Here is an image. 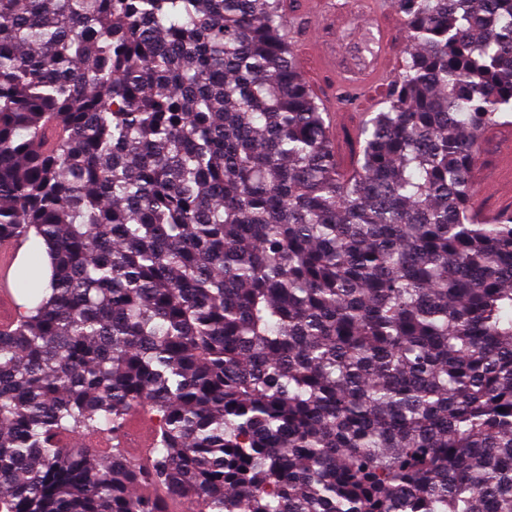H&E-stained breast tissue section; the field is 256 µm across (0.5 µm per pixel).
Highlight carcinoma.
Listing matches in <instances>:
<instances>
[{
    "mask_svg": "<svg viewBox=\"0 0 512 512\" xmlns=\"http://www.w3.org/2000/svg\"><path fill=\"white\" fill-rule=\"evenodd\" d=\"M392 4L344 166L283 0H0V512H512V0ZM508 119L509 122L498 124L484 134L480 152L473 165V173L477 169L490 172L497 160H506L509 155L512 164V115ZM493 131L499 133L489 137V133ZM21 250V243L11 238L0 240V332L5 333L16 323V304L8 283L9 270ZM127 431L128 437L122 441L123 447H132L138 456H146L154 440L153 424L148 414L133 412L127 419Z\"/></svg>",
    "mask_w": 512,
    "mask_h": 512,
    "instance_id": "cac0c4a2",
    "label": "carcinoma"
}]
</instances>
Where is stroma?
Here are the masks:
<instances>
[{
  "label": "stroma",
  "mask_w": 512,
  "mask_h": 512,
  "mask_svg": "<svg viewBox=\"0 0 512 512\" xmlns=\"http://www.w3.org/2000/svg\"><path fill=\"white\" fill-rule=\"evenodd\" d=\"M288 41L294 48L302 74L314 95L328 112L340 115L334 133L335 144L343 162H350L358 144L356 133L368 113L381 109L391 89L390 84L356 95L354 101H340L341 84L331 71L322 68L316 51L305 36L312 24H319L325 41L336 54L339 66L358 68L361 55L354 38L361 25L380 28L383 42L389 49L388 62L394 71H401L408 52L407 32L396 11L388 10L386 0H333L335 10L319 14L316 20L307 19L300 0H284Z\"/></svg>",
  "instance_id": "stroma-1"
}]
</instances>
